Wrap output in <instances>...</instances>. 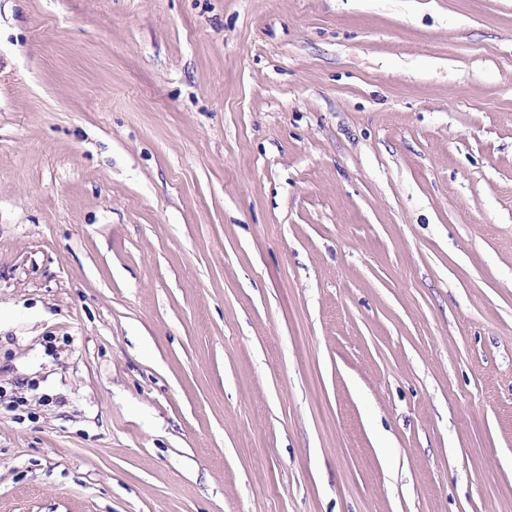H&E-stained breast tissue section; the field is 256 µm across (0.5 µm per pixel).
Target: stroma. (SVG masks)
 <instances>
[{"instance_id":"obj_1","label":"stroma","mask_w":512,"mask_h":512,"mask_svg":"<svg viewBox=\"0 0 512 512\" xmlns=\"http://www.w3.org/2000/svg\"><path fill=\"white\" fill-rule=\"evenodd\" d=\"M0 512H512V0H0Z\"/></svg>"}]
</instances>
